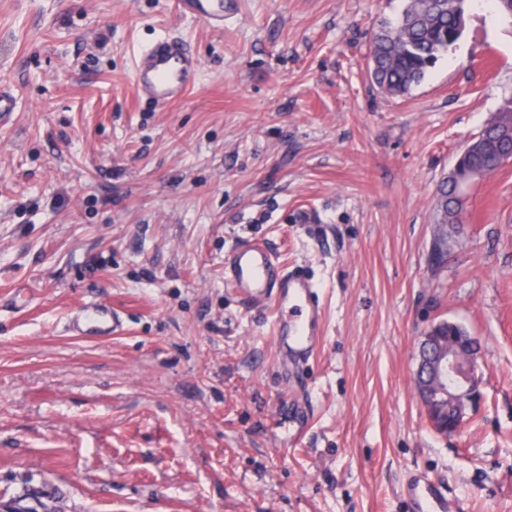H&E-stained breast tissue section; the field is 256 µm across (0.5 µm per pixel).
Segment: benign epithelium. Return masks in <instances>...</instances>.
Returning <instances> with one entry per match:
<instances>
[{
	"instance_id": "benign-epithelium-1",
	"label": "benign epithelium",
	"mask_w": 512,
	"mask_h": 512,
	"mask_svg": "<svg viewBox=\"0 0 512 512\" xmlns=\"http://www.w3.org/2000/svg\"><path fill=\"white\" fill-rule=\"evenodd\" d=\"M422 340L417 377L429 376L435 384L434 389L426 390V411L435 430L445 435L456 434L466 420L476 415L480 402L482 372L478 343L459 336L445 340L431 329Z\"/></svg>"
}]
</instances>
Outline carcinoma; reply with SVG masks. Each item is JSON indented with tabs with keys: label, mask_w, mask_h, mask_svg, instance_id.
<instances>
[{
	"label": "carcinoma",
	"mask_w": 512,
	"mask_h": 512,
	"mask_svg": "<svg viewBox=\"0 0 512 512\" xmlns=\"http://www.w3.org/2000/svg\"><path fill=\"white\" fill-rule=\"evenodd\" d=\"M401 16L384 22L374 34L367 56L373 86L388 96H403L418 84L438 53L462 36L471 0H404ZM512 161V96L482 126L480 138L458 156V165L437 189L439 232L434 250L448 253L449 224L467 219V199H455L458 183L480 174L487 179Z\"/></svg>",
	"instance_id": "carcinoma-1"
}]
</instances>
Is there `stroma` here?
Wrapping results in <instances>:
<instances>
[{
  "instance_id": "1",
  "label": "stroma",
  "mask_w": 512,
  "mask_h": 512,
  "mask_svg": "<svg viewBox=\"0 0 512 512\" xmlns=\"http://www.w3.org/2000/svg\"><path fill=\"white\" fill-rule=\"evenodd\" d=\"M403 0H0V498L58 512H406L428 472L512 512V163L433 260L435 193L512 95V27L477 0L402 97L367 55ZM199 83L159 105L163 35ZM260 244L320 284V343L284 359L224 260ZM108 306L123 326L72 332ZM481 344L476 420L446 437L414 387L435 322ZM225 0H179L178 8L185 15L201 19L215 27H224ZM199 57L179 38L163 36L139 48L133 80L141 93L166 105L186 95L198 80Z\"/></svg>"
}]
</instances>
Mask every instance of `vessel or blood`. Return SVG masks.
<instances>
[{
    "label": "vessel or blood",
    "mask_w": 512,
    "mask_h": 512,
    "mask_svg": "<svg viewBox=\"0 0 512 512\" xmlns=\"http://www.w3.org/2000/svg\"><path fill=\"white\" fill-rule=\"evenodd\" d=\"M179 10L213 26L224 24V0H178ZM199 57L179 38L163 36L141 46L133 80L141 93L165 105L186 95L198 80ZM224 279L252 305H273L271 332L285 355L300 356L318 339L321 307L316 285L300 268L284 266L265 247L251 245L224 262ZM405 494L413 512H465L441 485L423 476L408 483Z\"/></svg>",
    "instance_id": "obj_1"
}]
</instances>
